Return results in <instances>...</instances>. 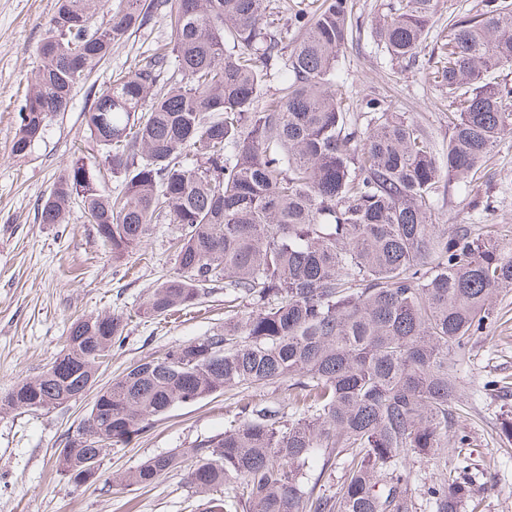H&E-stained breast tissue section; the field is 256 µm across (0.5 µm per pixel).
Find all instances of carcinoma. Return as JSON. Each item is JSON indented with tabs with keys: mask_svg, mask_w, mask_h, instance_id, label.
<instances>
[{
	"mask_svg": "<svg viewBox=\"0 0 512 512\" xmlns=\"http://www.w3.org/2000/svg\"><path fill=\"white\" fill-rule=\"evenodd\" d=\"M100 0H57L38 46V69L11 151L24 156L75 84L155 13H170V42L119 75L89 109L101 161L75 156L40 204L44 224L69 203L120 258L150 225L179 229L176 271L148 293L153 318L194 308L224 283V325L128 367L94 397L87 425L58 449L74 487L100 473L124 444L173 408L225 390L277 385L291 411L241 398L224 432L156 455L118 478L147 488L174 469L203 493V512H418L414 460L453 453L448 440L464 393L459 371L473 341L497 320L496 295L512 286V248L471 224H438L442 174L473 179L512 136V86L492 77L512 64V4L484 0L450 25L442 82L459 94L440 150L419 124L378 98L360 130L330 86L353 38L347 0H322L284 67L281 95L258 108L267 63L282 39L263 24L264 0H117L97 28ZM436 0H393L381 47L413 61ZM173 71L180 79L160 84ZM200 151L189 164L188 148ZM107 165L123 190L96 174ZM247 305L239 314L235 308ZM119 315L69 327L65 349L0 399V413L56 409L83 397L112 348ZM322 465L316 483L311 472ZM342 466L338 492L317 489ZM484 488L467 467L427 488L434 512H479Z\"/></svg>",
	"mask_w": 512,
	"mask_h": 512,
	"instance_id": "obj_1",
	"label": "carcinoma"
}]
</instances>
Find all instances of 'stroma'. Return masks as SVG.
<instances>
[{"label":"stroma","instance_id":"stroma-1","mask_svg":"<svg viewBox=\"0 0 512 512\" xmlns=\"http://www.w3.org/2000/svg\"><path fill=\"white\" fill-rule=\"evenodd\" d=\"M390 0H350L353 38L340 53L332 86L365 128L363 102L386 97L391 111L421 125L437 144L448 141L450 97L437 75V45L448 34L449 17L480 9L482 0H437L431 30L415 62L391 60L375 27ZM56 0H0V396L21 380L40 374L62 351L71 322L81 316L118 314L124 319L121 348L98 369L107 385L145 357L208 334L224 322V286L216 284L200 307L166 319L143 315V299L175 269L171 244L176 225H152L148 236L121 260L71 203L62 224H45L38 206L52 190L75 150L96 153L87 125L94 99L119 73L132 68L172 34L167 14L158 13L78 84L68 111L58 113L43 136L18 157L11 146L18 112L39 60L36 48ZM441 224L490 229L512 225V138L485 158L475 182L441 181L434 201ZM498 321L475 338L461 374L470 392L455 419L472 463L483 473L482 512H512V445L500 426L512 417V391L489 389L493 380L512 381V287L497 298ZM229 390L172 409L131 442L106 456L101 478L74 488L56 466V450L87 418L92 396L62 409L0 414V512H199L203 498L183 471L133 490L112 478L146 458L188 448L223 432L224 417L239 400Z\"/></svg>","mask_w":512,"mask_h":512}]
</instances>
